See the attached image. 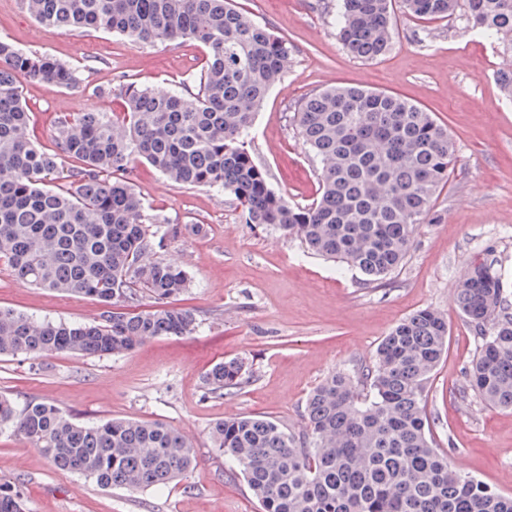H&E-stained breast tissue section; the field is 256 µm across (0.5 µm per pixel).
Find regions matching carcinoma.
Masks as SVG:
<instances>
[{
    "mask_svg": "<svg viewBox=\"0 0 512 512\" xmlns=\"http://www.w3.org/2000/svg\"><path fill=\"white\" fill-rule=\"evenodd\" d=\"M232 0H23L46 28L106 30L136 45L194 40L208 49L197 89L118 90L120 110L59 118L53 146L30 136L18 78L62 89L75 71L49 55L0 41V261L22 284L84 295L98 320L72 324L0 308V356L118 355L159 336H184L195 314L173 305L187 273L156 252L150 217L124 173L145 161L172 182L215 189L248 224L299 238L315 254L382 285L406 259L417 225L448 182V130L421 107L383 91L336 86L305 98L293 114L320 163V192L292 204L271 188L247 136L291 57L275 35ZM339 38L372 60L392 44V0H338ZM418 20L468 19L512 56V0H404ZM77 165L67 167V161ZM489 258L471 261L454 303L479 349L470 383L489 405L512 409V315ZM152 305L141 310L142 297ZM448 318L419 309L378 344L371 364L325 378L306 399L305 424L286 431L265 416L219 421L212 447L240 470L262 512H512V497L462 473L437 451L426 387L448 350ZM246 382L229 360L205 376L223 395ZM39 449L60 471L100 489L143 491L194 469L192 443L157 420L80 423L60 408L0 395V431ZM19 483H0V512H24Z\"/></svg>",
    "mask_w": 512,
    "mask_h": 512,
    "instance_id": "carcinoma-1",
    "label": "carcinoma"
}]
</instances>
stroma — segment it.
Wrapping results in <instances>:
<instances>
[{
    "label": "stroma",
    "instance_id": "stroma-1",
    "mask_svg": "<svg viewBox=\"0 0 512 512\" xmlns=\"http://www.w3.org/2000/svg\"><path fill=\"white\" fill-rule=\"evenodd\" d=\"M236 7L287 39L288 69L263 102L248 148L271 187L306 205L320 188L318 161L292 122L298 103L331 86L399 95L444 124L455 147L448 182L417 228L410 252L386 284L362 285L357 272L313 254L294 237L245 223L231 197L166 179L139 162L127 177L166 237L161 258L181 266L190 284L179 304L194 310L187 336H160L120 355L0 357V394L17 405L36 399L79 422L160 420L194 445L198 463L186 479L144 492L102 490L55 469L25 440L0 433V483L22 480L28 512H261L239 470L212 448L220 420L266 416L291 432L305 422L308 394L331 373L372 360L388 331L426 307L448 318V351L427 390L429 427L440 453L464 473L512 495V410L483 403L468 372L478 338L452 301L476 256L497 263L512 304V99L496 74L512 68L463 12L415 19L393 4V43L374 60L349 55L336 35L337 0H235ZM0 39L47 53L74 69L77 89L23 82L30 134L52 143L59 117L112 110L120 86L134 82L166 92L195 87L205 58L194 41L135 45L108 32L49 30L21 0H0ZM0 307L38 319H98L97 301L18 283L0 262ZM240 359L241 389L208 392L206 372Z\"/></svg>",
    "mask_w": 512,
    "mask_h": 512
}]
</instances>
